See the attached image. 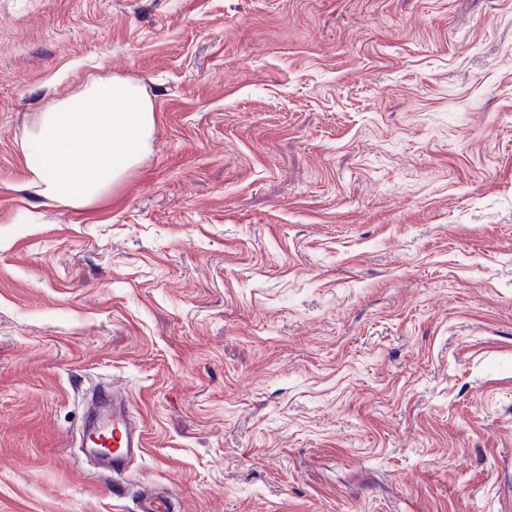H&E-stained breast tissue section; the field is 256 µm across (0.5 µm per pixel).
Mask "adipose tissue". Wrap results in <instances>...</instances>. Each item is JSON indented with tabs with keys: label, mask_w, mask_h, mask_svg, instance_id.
<instances>
[{
	"label": "adipose tissue",
	"mask_w": 512,
	"mask_h": 512,
	"mask_svg": "<svg viewBox=\"0 0 512 512\" xmlns=\"http://www.w3.org/2000/svg\"><path fill=\"white\" fill-rule=\"evenodd\" d=\"M154 123V104L136 81L91 79L47 104L28 130L30 187L65 208L96 202L147 156Z\"/></svg>",
	"instance_id": "obj_1"
}]
</instances>
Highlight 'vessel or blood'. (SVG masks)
<instances>
[{"instance_id": "vessel-or-blood-1", "label": "vessel or blood", "mask_w": 512, "mask_h": 512, "mask_svg": "<svg viewBox=\"0 0 512 512\" xmlns=\"http://www.w3.org/2000/svg\"><path fill=\"white\" fill-rule=\"evenodd\" d=\"M144 446L145 433L133 421L122 391L111 385L99 387L92 408L83 416L79 454L96 458L99 473L114 478L127 471L130 459ZM136 512H175V508L169 493L146 490L138 496Z\"/></svg>"}]
</instances>
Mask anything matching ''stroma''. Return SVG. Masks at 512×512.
<instances>
[{"label": "stroma", "instance_id": "obj_1", "mask_svg": "<svg viewBox=\"0 0 512 512\" xmlns=\"http://www.w3.org/2000/svg\"><path fill=\"white\" fill-rule=\"evenodd\" d=\"M137 80L148 158L74 210L23 139ZM118 383L147 439L72 440ZM501 512L512 0H0V512ZM172 498L165 491L144 490L137 499L136 512H174Z\"/></svg>", "mask_w": 512, "mask_h": 512}]
</instances>
